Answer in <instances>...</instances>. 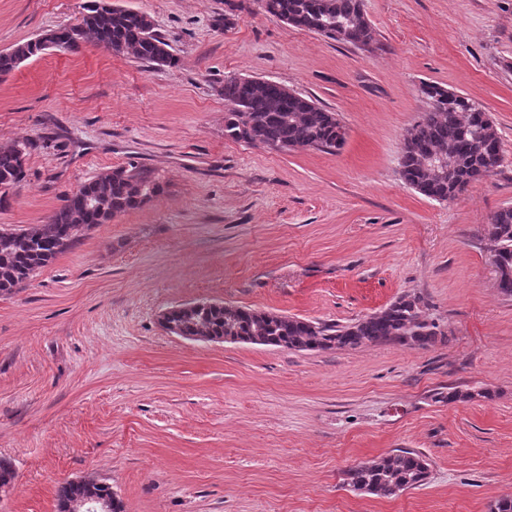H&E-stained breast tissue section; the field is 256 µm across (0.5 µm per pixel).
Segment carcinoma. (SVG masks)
Here are the masks:
<instances>
[{
	"label": "carcinoma",
	"mask_w": 512,
	"mask_h": 512,
	"mask_svg": "<svg viewBox=\"0 0 512 512\" xmlns=\"http://www.w3.org/2000/svg\"><path fill=\"white\" fill-rule=\"evenodd\" d=\"M262 11L282 22L335 42L362 47L377 42L363 0H259ZM78 39L101 45L112 43L125 55L154 69L178 63L170 43L154 29L150 16L141 11L110 7L104 0H89L81 13ZM44 53L43 43L29 40L0 52V75ZM420 93L427 110L404 135L399 173L405 184L438 202L449 200L457 183L469 185L493 173L492 158H502V142L489 114L472 105L460 92L436 82H424ZM224 102L231 108L224 116V136L247 143L271 146L286 144L293 149L315 148L334 152L345 137L337 114L311 97L287 92V86L270 79L246 82L239 76L224 78ZM26 146H0V205L26 177ZM442 157L448 174L439 177L431 161ZM160 193V186L133 168H114L98 174L68 194L64 203L44 224L26 228H0V294L22 287L30 275L47 266L58 255L73 248L85 232L105 224L112 216L136 209ZM495 268L498 291L512 297V206L494 212L482 227ZM164 328H175L189 339L222 342L237 336L244 343L274 346L293 351L336 352L370 344L426 347L447 334L430 319L421 298L402 295L383 309L354 322L341 324L247 309L237 311L222 302L204 301L199 306L179 308L161 318ZM475 397L490 399L491 391L448 388V402ZM347 484L379 498H393L422 486L428 464L415 451L404 449L367 463L350 466ZM97 495L109 503L110 512H123L112 487L90 480L82 487L71 482L56 491L57 512H71L82 495Z\"/></svg>",
	"instance_id": "1"
}]
</instances>
